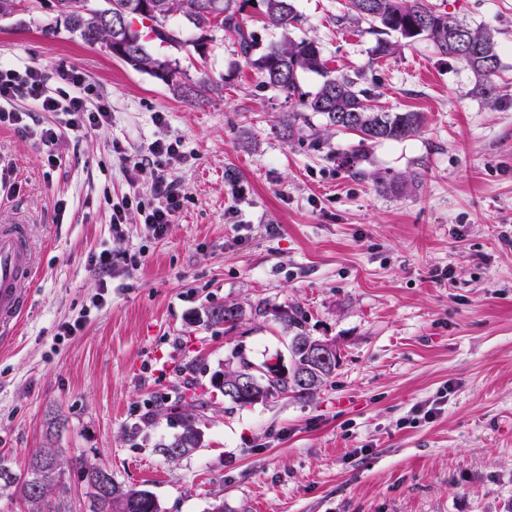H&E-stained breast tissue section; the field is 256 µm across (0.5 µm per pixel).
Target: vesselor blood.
Returning a JSON list of instances; mask_svg holds the SVG:
<instances>
[{"label":"vessel or blood","mask_w":512,"mask_h":512,"mask_svg":"<svg viewBox=\"0 0 512 512\" xmlns=\"http://www.w3.org/2000/svg\"><path fill=\"white\" fill-rule=\"evenodd\" d=\"M37 273L22 227H0V337L10 338L25 306L29 280Z\"/></svg>","instance_id":"obj_1"}]
</instances>
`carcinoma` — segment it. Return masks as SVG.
<instances>
[{"label": "carcinoma", "mask_w": 512, "mask_h": 512, "mask_svg": "<svg viewBox=\"0 0 512 512\" xmlns=\"http://www.w3.org/2000/svg\"><path fill=\"white\" fill-rule=\"evenodd\" d=\"M73 0H57L55 21L43 26L46 36L57 33L58 22L79 37L83 43L94 46L101 43L112 56L132 68L144 71L160 80L177 99L193 101L210 91L205 81L188 83V76L173 61L153 55L146 40L158 41L189 53L206 55V42L212 32L228 30L237 36L243 56L260 74L264 86L275 90L292 106L284 115L282 138L311 130L316 135L308 113L325 119V131L346 132L358 137L359 150L384 141L403 140L417 134L423 124L419 112L378 111L369 103L370 90L364 87L363 72H344L330 66L319 41L314 37H294L292 32L302 23V14L296 0H262L263 16L280 36L265 47L258 48L251 33L244 29L240 18L249 0H104L105 6L92 7L91 0H82L78 11L71 9ZM352 15L348 20L379 24L371 50L369 65L395 53L396 36L405 40L424 37L434 48L476 77L473 91L492 107L497 103L496 78L501 71V58L495 34L483 28H473L437 10L429 0H349ZM178 17L198 32V36L183 37V29L171 20ZM146 25V33L135 29V23ZM465 30L472 52L463 58L448 41V29ZM314 73L321 78L317 90L302 92L300 77ZM262 316L267 308L259 303L247 312L238 303L226 302L205 309L206 321L223 324L232 330L243 324L246 314ZM274 320L288 330V371L275 377L259 376L257 397L251 404H262L271 398L292 394L311 396L320 390L338 367L340 355H334L333 367L318 365L310 357L318 339L310 336L304 326V316L294 308L282 310ZM250 358L237 348L224 364V370L213 377V386L219 391L232 387L248 369ZM205 403L188 405L179 414L181 431L171 440L157 445L158 452L171 461L179 460L201 447L204 433L199 410ZM65 459L53 446L36 449L29 457L26 472L16 476L7 456L0 455V490H13L23 500L27 512H72L69 506L70 487L64 479ZM89 512H162L155 494L145 488L112 484L107 496L91 493Z\"/></svg>", "instance_id": "1"}]
</instances>
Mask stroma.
<instances>
[{"instance_id":"stroma-1","label":"stroma","mask_w":512,"mask_h":512,"mask_svg":"<svg viewBox=\"0 0 512 512\" xmlns=\"http://www.w3.org/2000/svg\"><path fill=\"white\" fill-rule=\"evenodd\" d=\"M432 2L495 30L498 107L430 41L400 42L373 65L371 25L339 21L346 0H297L304 34L336 67L364 70L376 105L425 117L352 170L342 158L354 135L281 137L289 105L231 36L202 58L148 42L214 84L189 103L102 46L45 36L54 11L40 0L0 22V63L34 66L53 88L79 68L112 103L109 124L61 130L52 167L28 132L0 127L13 168L0 225L24 220L38 260L18 332L0 346V453L14 473L46 443L63 449L75 512L80 458L151 490L163 512H512V0ZM158 139L179 140L183 156L165 170L181 206L155 239L140 210L151 177L130 165ZM126 197L141 205L116 233L112 207ZM104 249L103 291L91 258ZM227 301L301 310L310 336L339 347L335 375L309 398L225 401L211 377L236 345L260 363L287 342L268 316L231 331L194 321ZM195 393L204 441L166 461L155 446L179 432L176 411Z\"/></svg>"}]
</instances>
